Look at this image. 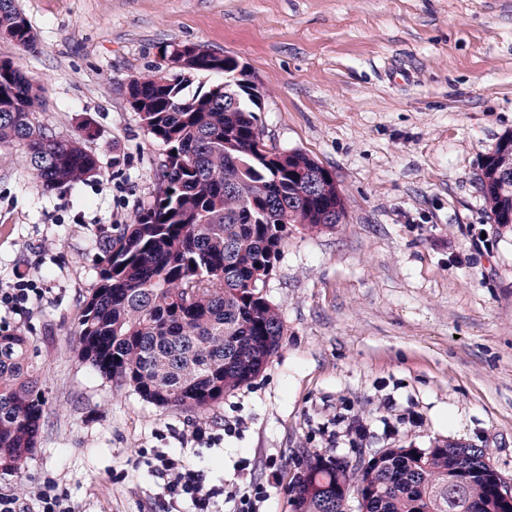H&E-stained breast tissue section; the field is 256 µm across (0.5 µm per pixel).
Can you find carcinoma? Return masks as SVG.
<instances>
[{
	"label": "carcinoma",
	"instance_id": "carcinoma-1",
	"mask_svg": "<svg viewBox=\"0 0 512 512\" xmlns=\"http://www.w3.org/2000/svg\"><path fill=\"white\" fill-rule=\"evenodd\" d=\"M35 47L15 5L0 0V34ZM142 120L166 147L165 183L135 223L106 236L98 287L85 302L80 356L101 375L162 407L205 409L248 384L279 346L283 321L261 294L288 225L275 205L297 192L292 165L252 157L263 139L253 99L234 112L211 90L185 94L184 79L137 77ZM39 89L0 60V145L25 149L46 188L85 179L96 160L89 132L50 139L32 116ZM295 229L315 232L345 215L342 195L300 200ZM40 378L28 340L0 335V470L20 471L37 447L43 419ZM500 474L481 448H389L379 466L357 467L318 453L299 461L289 486L295 512H337L342 492L361 491L367 512H512L496 502Z\"/></svg>",
	"mask_w": 512,
	"mask_h": 512
}]
</instances>
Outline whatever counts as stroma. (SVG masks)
Here are the masks:
<instances>
[{
	"instance_id": "1",
	"label": "stroma",
	"mask_w": 512,
	"mask_h": 512,
	"mask_svg": "<svg viewBox=\"0 0 512 512\" xmlns=\"http://www.w3.org/2000/svg\"><path fill=\"white\" fill-rule=\"evenodd\" d=\"M16 5L37 45L0 38V59L39 88L36 125L60 138L91 127L98 172L47 189L22 147H0V289L20 269L41 294L23 311L0 306V323L27 337L44 398L37 447L20 472H0V490L31 508L52 486L80 512H159L142 448L263 487L249 512H293L306 452L463 444L512 480V224L493 223L478 185L512 134V0ZM175 43L245 64L267 146L308 154L346 201L342 224L289 230L265 286L280 347L201 411L117 388L78 345L104 241L153 200L165 154L127 82ZM353 420L367 428L356 441ZM200 428L214 449L196 451Z\"/></svg>"
}]
</instances>
